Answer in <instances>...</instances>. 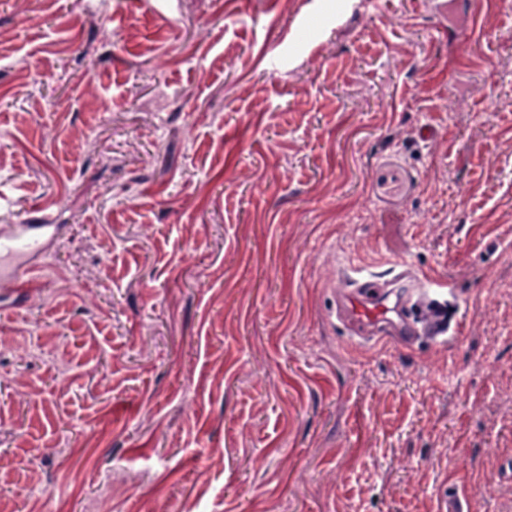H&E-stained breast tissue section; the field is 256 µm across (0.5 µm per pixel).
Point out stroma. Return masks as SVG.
I'll use <instances>...</instances> for the list:
<instances>
[{
  "label": "stroma",
  "mask_w": 512,
  "mask_h": 512,
  "mask_svg": "<svg viewBox=\"0 0 512 512\" xmlns=\"http://www.w3.org/2000/svg\"><path fill=\"white\" fill-rule=\"evenodd\" d=\"M0 190V225L56 226L33 288L0 281V512L512 490V415L481 413L512 292L477 304L512 275V0H0ZM399 261L456 327L352 343L337 292Z\"/></svg>",
  "instance_id": "1"
}]
</instances>
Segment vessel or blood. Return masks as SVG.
<instances>
[{
    "mask_svg": "<svg viewBox=\"0 0 512 512\" xmlns=\"http://www.w3.org/2000/svg\"><path fill=\"white\" fill-rule=\"evenodd\" d=\"M51 228L50 219L45 218L36 224L0 229V278L20 281L26 287L33 284L48 253L44 237ZM420 284V279L405 268L388 280L377 276L352 279L350 289L336 296V316L360 344L388 340L408 348L420 339L445 335L447 315H440L425 328L413 314L412 303Z\"/></svg>",
    "mask_w": 512,
    "mask_h": 512,
    "instance_id": "b4317fda",
    "label": "vessel or blood"
}]
</instances>
